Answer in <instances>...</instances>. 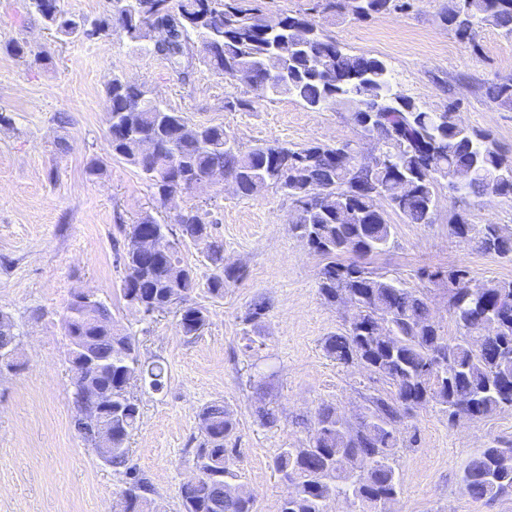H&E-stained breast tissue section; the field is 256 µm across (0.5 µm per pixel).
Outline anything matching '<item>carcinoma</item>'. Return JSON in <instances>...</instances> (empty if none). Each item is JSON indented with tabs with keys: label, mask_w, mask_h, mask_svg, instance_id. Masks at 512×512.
Here are the masks:
<instances>
[{
	"label": "carcinoma",
	"mask_w": 512,
	"mask_h": 512,
	"mask_svg": "<svg viewBox=\"0 0 512 512\" xmlns=\"http://www.w3.org/2000/svg\"><path fill=\"white\" fill-rule=\"evenodd\" d=\"M55 2L28 0V8L64 37L90 40L117 29L132 47L164 57L185 79L197 62L235 80L244 75L251 97L236 99L229 109H249L254 98L280 96L312 111L342 105L366 135L379 137L369 171L350 142L290 147L273 140L245 151L224 127L190 125L184 113L122 73L112 75L107 86L112 155L135 166L157 200L188 193L218 172L244 197L261 184L281 191L295 207L290 230L330 259L320 272V294L330 303L350 296L361 308L358 323L327 337L325 349L340 364L361 366L389 392L373 398L355 426L343 422L335 406L322 405L311 441L278 449L273 463L286 485L278 512H329L331 501L342 495L370 512H388L400 489L397 432L413 409L435 403L450 422L512 409V282L473 284L459 269L444 275L421 272L430 280L446 279L457 331L449 337L424 291L355 260H340L387 248L393 227L381 199L407 223L431 224L443 181L461 196L512 198V175L499 178L512 164L489 133L458 123L453 104L442 112L422 108L394 89L384 60L350 52L303 14H284L280 28H268L258 0H112V11L93 20L59 12ZM393 2L324 0L323 10L360 20L389 11ZM441 19L463 39L475 40L485 25L512 35V0H448ZM486 96L512 106V76L489 84ZM174 224L179 242L209 240L212 274L206 286L211 295L223 296L240 274L224 266V245L211 239L204 210L185 208L174 215ZM119 229L140 240L137 251L123 256L122 293L128 305L153 315L179 304L182 333L199 335L209 312L189 303L198 282L179 247L170 245L173 229L151 215ZM449 230L485 253L512 259L511 227L486 224L477 231L459 214ZM63 327L70 345L67 362H73V345L79 342L89 344L97 360L94 372L72 379L76 413L84 409L86 394L112 404V453L104 459L125 469L126 481L117 492L121 512H153L150 482L127 466V442L141 419L131 386L140 380L162 390L166 367L140 359L134 339L122 332L102 300L67 309ZM198 420L199 477L180 487L182 512H255V497L234 488L237 449L227 447L235 430L232 415L212 403L199 411ZM462 482L475 500L512 494V445L496 441L478 450Z\"/></svg>",
	"instance_id": "cac0c4a2"
}]
</instances>
